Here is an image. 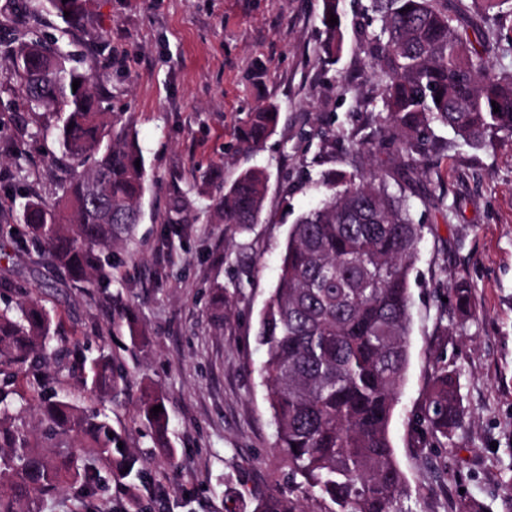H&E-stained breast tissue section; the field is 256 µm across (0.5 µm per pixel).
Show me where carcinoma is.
<instances>
[{"label": "carcinoma", "mask_w": 512, "mask_h": 512, "mask_svg": "<svg viewBox=\"0 0 512 512\" xmlns=\"http://www.w3.org/2000/svg\"><path fill=\"white\" fill-rule=\"evenodd\" d=\"M38 2L63 23L60 36L22 32L17 45L4 48L12 59L6 82L23 92L14 112L20 136L38 110L57 114L61 195L51 205L28 198L9 237L76 282L103 283L111 276L100 254L130 240L150 178L145 163L135 166L142 155L132 125L103 106L101 62L83 58L74 66L60 49L59 37L85 22L87 0ZM370 2L379 22L368 41L383 87L384 124L358 150L420 155L435 142V125L474 149L512 140V70L494 72L481 58L490 48L512 56V36L498 34L503 20L512 23V11H503L507 0H477L492 22L477 47L461 28L462 8L448 0ZM332 13L338 14V0H322L324 52L334 58L342 39L340 25L329 23ZM277 120L273 107L257 108L240 130V143H262ZM267 184L260 169L241 172L213 206L211 220L257 223ZM322 184L321 204L291 225L256 336L266 352L261 374L279 465L288 480L301 479L309 494L328 502V512H397L404 477L389 426L409 363V280L422 229L406 189L392 190L385 174L334 170ZM53 323L51 311L35 299L0 308V376L12 385L0 386V512H40V502L64 488L94 506L102 479L82 463L85 454L102 461L115 482L133 487L140 476L135 454L118 447L125 439L109 418L82 410L58 393V379L41 371ZM72 353L69 373H90L93 389L105 396L122 389L124 377L109 356L89 361ZM11 395L34 407L39 437L9 415ZM160 404L148 395L141 412L158 453L170 460L168 415L152 412ZM463 414L456 376L445 365L435 367L418 415L421 430L446 441ZM254 512L304 510L277 488Z\"/></svg>", "instance_id": "cac0c4a2"}]
</instances>
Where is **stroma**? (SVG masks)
Listing matches in <instances>:
<instances>
[{"instance_id":"stroma-1","label":"stroma","mask_w":512,"mask_h":512,"mask_svg":"<svg viewBox=\"0 0 512 512\" xmlns=\"http://www.w3.org/2000/svg\"><path fill=\"white\" fill-rule=\"evenodd\" d=\"M369 0H340L343 51L323 52L322 0H91L73 48L108 63L111 112L131 118L150 175L133 241L112 252L108 287H84L46 257L9 251L0 280L43 300L65 343L105 350L126 381L103 398L69 376L56 350L46 368L81 408L107 415L141 458L136 488L105 487L112 512H253L277 475L275 425L259 369V315L277 282L288 230L320 201L322 173L400 171L404 161L370 157L355 144L382 120L377 68L365 38L376 23ZM279 112L273 134L245 149L238 130L261 105ZM56 118L41 112L26 157L0 152V217L15 223L25 191L59 195ZM209 170L208 183L196 180ZM269 176L260 223L209 224L214 197L241 171ZM423 239L410 275V361L390 424L405 478L402 512H512V144H460L425 152L410 175ZM186 199L197 221L174 232L166 216ZM471 291V311L450 297ZM224 288V320L211 305ZM116 296L143 327L132 341L112 319ZM460 383L461 428L447 445L413 426L435 364ZM162 400L175 464L155 456L139 405Z\"/></svg>"}]
</instances>
